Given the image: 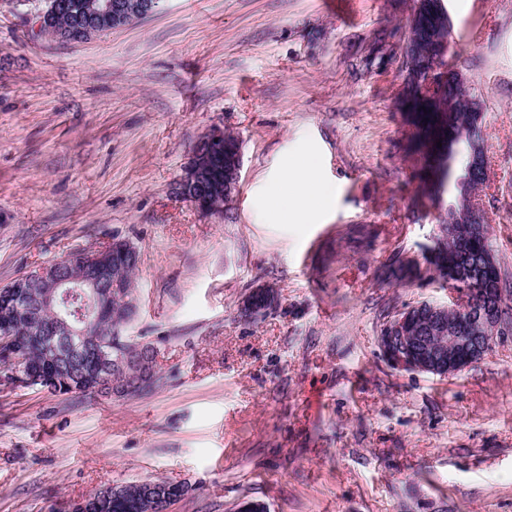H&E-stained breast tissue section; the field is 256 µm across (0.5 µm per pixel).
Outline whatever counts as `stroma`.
Segmentation results:
<instances>
[{"label":"stroma","mask_w":512,"mask_h":512,"mask_svg":"<svg viewBox=\"0 0 512 512\" xmlns=\"http://www.w3.org/2000/svg\"><path fill=\"white\" fill-rule=\"evenodd\" d=\"M40 0H0V285L69 252L132 242L159 382L135 397L0 383V512H67L109 486H188L170 512H512V336L448 377L391 368L396 310L450 303L422 259L448 198L418 188L396 68L359 60L412 0H162L90 41L41 38ZM448 62L482 103L480 196L512 281V0H446ZM233 132L220 214L174 184L199 137ZM311 159L333 197L311 224L268 209ZM277 289L258 319L251 289Z\"/></svg>","instance_id":"stroma-1"}]
</instances>
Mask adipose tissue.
I'll return each mask as SVG.
<instances>
[{
	"label": "adipose tissue",
	"instance_id": "obj_1",
	"mask_svg": "<svg viewBox=\"0 0 512 512\" xmlns=\"http://www.w3.org/2000/svg\"><path fill=\"white\" fill-rule=\"evenodd\" d=\"M330 189L318 185L312 162L295 168L282 180V192L276 207L282 217H313L330 201Z\"/></svg>",
	"mask_w": 512,
	"mask_h": 512
}]
</instances>
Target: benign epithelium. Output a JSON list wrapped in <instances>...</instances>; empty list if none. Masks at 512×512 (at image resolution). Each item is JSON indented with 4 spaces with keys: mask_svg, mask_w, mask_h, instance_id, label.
I'll return each mask as SVG.
<instances>
[{
    "mask_svg": "<svg viewBox=\"0 0 512 512\" xmlns=\"http://www.w3.org/2000/svg\"><path fill=\"white\" fill-rule=\"evenodd\" d=\"M62 3L47 0V6L37 12L35 23L38 34L51 40L73 43L87 41L113 29L125 27L155 12L158 0H89L67 27L51 26V16L58 13ZM242 167L241 149L229 159H224V127L216 125L203 134L196 143L182 175L175 182V192L192 202L202 213L216 214L224 211V201L231 200L240 178ZM137 253V249L123 240L91 250H76L62 259L30 270L9 284L15 289L14 300L7 304L5 314L22 315L25 306L22 296L41 301L53 300L63 288H86L90 296L84 298L88 313L85 323L97 321L107 308L101 302L99 289L117 288L118 277L112 276L111 262ZM79 266L84 274L76 280L62 273L65 266ZM455 277L443 276L442 281L455 288L456 303L448 307L441 304H415L394 315L382 330L379 347L386 363L397 370L447 376L462 365L452 361L460 351H468L472 358L467 365L482 359L488 347L504 336L512 335V321L504 317L507 303L512 301V289L495 283L493 288L479 290L478 298L471 291L456 287ZM454 309L456 319L448 321V309ZM423 321L428 335L421 336L410 324L412 316ZM87 329L71 326L65 315L57 316L54 336L44 346V351L61 362H70L86 351ZM140 354L125 353L112 358V343L100 341L95 349L101 363L100 380L111 382V373L127 371L130 367L154 368L153 352L138 348ZM14 367L0 378L8 384L43 383V389L54 390L53 384L64 379L63 374L53 371L45 378H38L28 369V362L13 358Z\"/></svg>",
    "mask_w": 512,
    "mask_h": 512,
    "instance_id": "obj_1",
    "label": "benign epithelium"
}]
</instances>
